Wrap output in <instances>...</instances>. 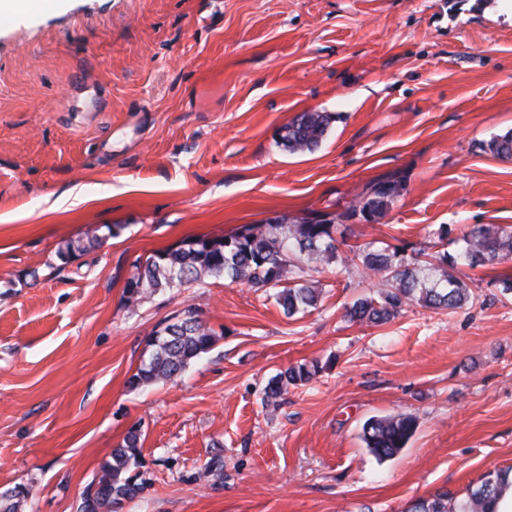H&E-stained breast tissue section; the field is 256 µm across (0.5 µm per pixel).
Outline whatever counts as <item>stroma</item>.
<instances>
[{"mask_svg": "<svg viewBox=\"0 0 512 512\" xmlns=\"http://www.w3.org/2000/svg\"><path fill=\"white\" fill-rule=\"evenodd\" d=\"M303 112L332 120L291 154L277 141ZM510 130L512 0H44L0 19V493L77 512L132 430L146 485L121 512H407L512 466V258L467 270L472 304L382 325L346 316L375 290L356 260L291 318L221 278L125 294L156 252L341 212L397 174L404 194L340 252L510 228L512 158L485 148ZM190 312L211 351L131 387L151 333ZM396 414L417 429L378 460L362 426ZM322 369L323 367L317 362L311 365L299 364L288 367L269 380L265 388L266 402H277L288 392L289 386L296 387L311 382L322 372Z\"/></svg>", "mask_w": 512, "mask_h": 512, "instance_id": "obj_1", "label": "stroma"}]
</instances>
